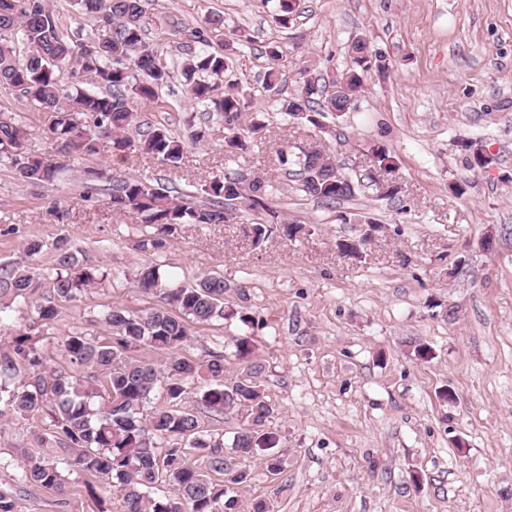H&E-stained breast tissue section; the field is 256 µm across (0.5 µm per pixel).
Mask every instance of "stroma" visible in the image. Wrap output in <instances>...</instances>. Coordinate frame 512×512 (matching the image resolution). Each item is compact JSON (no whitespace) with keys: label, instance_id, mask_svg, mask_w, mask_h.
<instances>
[{"label":"stroma","instance_id":"obj_1","mask_svg":"<svg viewBox=\"0 0 512 512\" xmlns=\"http://www.w3.org/2000/svg\"><path fill=\"white\" fill-rule=\"evenodd\" d=\"M152 16L188 27L224 18V33L244 46L225 84L250 88L249 113L267 126L246 161H229L224 126L193 105L181 75L140 114L186 140L179 167L140 153L83 157L41 187L0 168V262L23 258L27 240L45 248L32 261L51 264L53 243L67 239L108 277L66 303L41 335L46 366H67L63 341L82 333L106 341L100 321L118 304L152 305L135 283L151 254L135 249L138 214L84 201L85 172L201 187L227 171L259 174L274 184L268 211L241 209L227 223L177 227L162 256L166 270L191 283L223 275L228 306L254 320L197 325L183 356H224V381L243 375L236 341L250 334L265 366L263 389L274 413L265 423L281 446L280 474L264 454L249 459L251 480L235 487L238 512L265 502L271 512H512V0H302L289 26L275 20L272 0H152ZM369 42L385 72L370 70L354 108L325 113L320 126L297 123L278 101L304 80L331 83L348 65L354 38ZM279 45L275 92L265 91V51ZM0 113L26 126L27 153L51 149L52 113L0 87ZM320 145L355 185L352 198L328 205L306 196L278 152ZM385 146L402 192L379 197L371 148ZM491 163L469 164L475 151ZM271 223L261 246L253 221ZM383 227L362 248L365 221ZM284 222L304 225L296 239ZM494 233L496 243L481 241ZM463 269H456L458 259ZM427 345L429 358L416 356ZM47 414L0 418V494L16 512H122L107 481L65 468L68 490L17 480L27 458L60 461L37 444Z\"/></svg>","mask_w":512,"mask_h":512}]
</instances>
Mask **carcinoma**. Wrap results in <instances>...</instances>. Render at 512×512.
<instances>
[{
    "label": "carcinoma",
    "instance_id": "carcinoma-1",
    "mask_svg": "<svg viewBox=\"0 0 512 512\" xmlns=\"http://www.w3.org/2000/svg\"><path fill=\"white\" fill-rule=\"evenodd\" d=\"M151 0H75V6L92 14L96 33L85 41L73 40L48 0H0V24L10 35L0 37V87L16 90L20 99L41 104L56 114L48 127L52 153L36 156L18 152L27 132L15 118L0 123V162L28 184L54 182L65 164L57 156L74 153L95 156L107 149L124 156L139 151L163 162L176 164L183 158L185 143L164 127L141 129L137 107L154 105L159 91L168 86L174 72L163 51L145 39ZM299 0H277L276 20L288 26ZM224 21L205 19L191 29L172 28L182 36L181 72L189 98L224 121V142L243 157L251 152V136L265 128L258 118L244 127L248 92L223 88L228 68L223 46ZM25 47L16 56L15 43ZM350 65L336 75L346 83L347 94H328L317 82L307 80L299 92L280 103V110L300 121L320 126L325 112L345 113L349 99L357 97L373 54L357 38L351 44ZM87 80L67 83L65 71ZM280 161L297 167L300 190L328 204L351 197V179L340 175L331 157L304 153ZM85 201H108L116 212L141 216L147 230L136 241L141 252H162L181 224H222L242 207L265 208L276 187L262 180H246L226 172L187 193L177 187L151 185L140 179L109 177L101 169H89ZM107 277L98 266L80 260L64 238L54 244L48 274L20 261L0 262V313L14 303L35 300V322L42 326L54 320L58 308L77 298L97 281ZM137 287L158 302L142 311L114 305L102 317L112 331V340L101 343L82 334L68 336L63 344L69 362L90 370L85 376L65 369L44 367L35 337L41 330L30 326L16 336L12 347L0 351V376L25 373L16 389L0 396V402L15 414L30 415L49 407L50 436L36 434L40 445L49 444L67 455L69 466L92 475H102L119 493L123 512H238V499L228 484L250 480V471L240 467L226 471L224 442L201 429L196 412L180 407L187 385L205 381L198 407L221 415L226 410L247 411V425L234 435L231 448L247 460L260 451L279 446L280 437L263 428L272 406L263 393V364L253 357L251 337L241 336L237 356L247 363L245 374L224 384V355L213 353L197 362L178 353L191 336L194 324H209L237 318L243 324L253 318L224 302V276L208 273L192 285L175 283L161 263H146L136 273ZM165 350L162 364L139 356V352ZM165 385L167 406L143 418L150 394ZM165 445L158 452L159 445ZM200 457L196 463L192 457ZM20 481L63 493L66 479L59 467L41 458H29ZM158 481L172 487L168 496L152 498L148 489Z\"/></svg>",
    "mask_w": 512,
    "mask_h": 512
}]
</instances>
